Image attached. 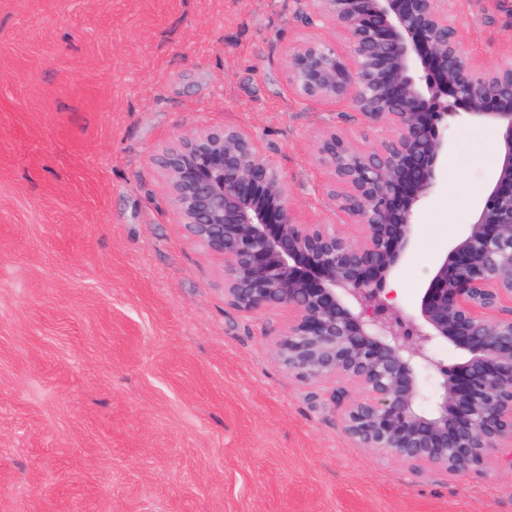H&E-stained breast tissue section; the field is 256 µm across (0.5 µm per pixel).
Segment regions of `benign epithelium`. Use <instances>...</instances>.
Segmentation results:
<instances>
[{
	"label": "benign epithelium",
	"mask_w": 512,
	"mask_h": 512,
	"mask_svg": "<svg viewBox=\"0 0 512 512\" xmlns=\"http://www.w3.org/2000/svg\"><path fill=\"white\" fill-rule=\"evenodd\" d=\"M336 44L285 49L297 98L345 102L376 144L335 130L315 142L334 224L299 220L288 182L249 131L178 138L154 158L188 235L223 263L224 297L288 318L278 362L304 383L356 389L344 408L353 444L452 477L508 453L512 466V63L479 67L464 54L449 0H310ZM466 114L499 130V169L473 224L433 270L412 314L383 284L415 243L414 213L448 159L439 124ZM463 354L449 367L436 349Z\"/></svg>",
	"instance_id": "benign-epithelium-1"
}]
</instances>
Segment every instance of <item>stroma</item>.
<instances>
[{
  "mask_svg": "<svg viewBox=\"0 0 512 512\" xmlns=\"http://www.w3.org/2000/svg\"><path fill=\"white\" fill-rule=\"evenodd\" d=\"M466 55H512V0H452ZM310 0H0V512H512V466L456 478L357 447L329 384L272 342L286 312L224 297L153 158L251 132L303 221L340 225L314 140L373 145L342 103L296 98ZM387 278L402 311L473 221L498 131L458 116Z\"/></svg>",
  "mask_w": 512,
  "mask_h": 512,
  "instance_id": "1",
  "label": "stroma"
}]
</instances>
